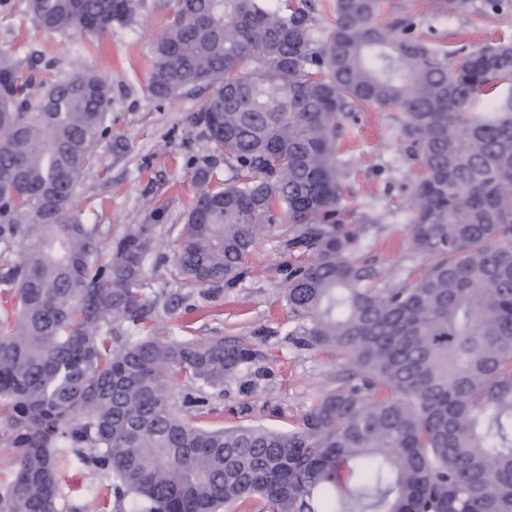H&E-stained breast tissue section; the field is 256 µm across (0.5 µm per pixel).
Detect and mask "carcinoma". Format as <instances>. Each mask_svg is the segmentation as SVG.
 <instances>
[{"instance_id": "obj_1", "label": "carcinoma", "mask_w": 512, "mask_h": 512, "mask_svg": "<svg viewBox=\"0 0 512 512\" xmlns=\"http://www.w3.org/2000/svg\"><path fill=\"white\" fill-rule=\"evenodd\" d=\"M140 0H31L47 32L101 35ZM383 0H172L148 61L155 98L205 94L190 117L240 172L200 191L176 241L181 274L218 289L255 237L290 225L316 261L288 274L296 347L333 348L335 387L288 432L209 429L212 397L267 353L161 336L146 259L162 208L110 237L70 208L111 89L80 69L37 91L0 50V443L15 450L0 512L67 505L63 452L109 478L126 512H512V41L448 66L382 21ZM401 113L422 170L417 279L373 288L345 230L338 141L364 109Z\"/></svg>"}]
</instances>
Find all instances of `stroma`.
Listing matches in <instances>:
<instances>
[{
	"label": "stroma",
	"mask_w": 512,
	"mask_h": 512,
	"mask_svg": "<svg viewBox=\"0 0 512 512\" xmlns=\"http://www.w3.org/2000/svg\"><path fill=\"white\" fill-rule=\"evenodd\" d=\"M423 3L385 0L383 19L414 16L417 35L443 51L447 64L461 62L459 46L472 51L512 41V12L483 11L481 0H470L467 9L455 12H428ZM168 19L166 0H142L132 22L113 24L92 39L46 32L29 0H7L0 6V50L33 57L36 77L46 85L76 67L106 78L112 90V140L101 143L71 200L73 209L86 223L104 225L114 235L124 225L143 223L154 208L164 209L157 246L147 259L148 288L172 300L175 308L159 312L156 326L176 338L257 344L268 355L264 375L250 368L225 381L203 425L252 424L288 432L332 388L338 361L335 350L297 349L288 343L296 325L285 298L288 273L312 264L315 255L288 248L287 225L275 224L256 237L242 274L223 288L195 287L179 274L175 238L198 190L194 172L208 169L217 185L234 179L235 171L214 152L204 127L187 122L200 110L202 95L158 99L146 90L147 60ZM345 141L339 156L342 205L347 228L360 231L357 255L379 269V287L413 281L426 262L410 238L411 196L419 170L408 154L397 112L355 114Z\"/></svg>",
	"instance_id": "35a3bbf8"
}]
</instances>
